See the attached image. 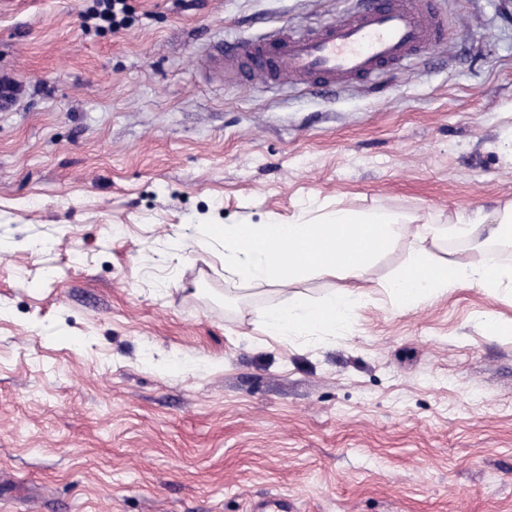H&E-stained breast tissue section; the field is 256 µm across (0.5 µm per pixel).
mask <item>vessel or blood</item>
I'll return each instance as SVG.
<instances>
[{"mask_svg":"<svg viewBox=\"0 0 512 512\" xmlns=\"http://www.w3.org/2000/svg\"><path fill=\"white\" fill-rule=\"evenodd\" d=\"M434 0H378L365 11L332 20L310 33L274 30L226 50L215 42L216 66L237 67L245 84L269 79L335 86L400 66L446 37Z\"/></svg>","mask_w":512,"mask_h":512,"instance_id":"b4317fda","label":"vessel or blood"}]
</instances>
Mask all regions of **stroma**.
Returning <instances> with one entry per match:
<instances>
[{"mask_svg": "<svg viewBox=\"0 0 512 512\" xmlns=\"http://www.w3.org/2000/svg\"><path fill=\"white\" fill-rule=\"evenodd\" d=\"M0 0V512H512V293L402 312L370 267L319 342L255 324L209 224L512 205V0H436L445 41L369 82L245 85L209 44L357 0ZM190 238L181 252L172 241ZM94 5L85 12L86 19L96 21L97 30L118 33L128 25V0H93Z\"/></svg>", "mask_w": 512, "mask_h": 512, "instance_id": "obj_1", "label": "stroma"}]
</instances>
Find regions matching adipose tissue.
<instances>
[{"instance_id":"adipose-tissue-1","label":"adipose tissue","mask_w":512,"mask_h":512,"mask_svg":"<svg viewBox=\"0 0 512 512\" xmlns=\"http://www.w3.org/2000/svg\"><path fill=\"white\" fill-rule=\"evenodd\" d=\"M485 222L480 214L433 224L404 221L388 211L339 209L324 218L302 212L285 223L210 224L206 234L224 245L225 273L270 284L287 296V303L257 311L256 322L265 333L283 339L321 340L347 327L360 300L357 282L400 240L416 247L415 257L387 284L400 309H412L456 288L483 293L512 288V265L478 257L484 241L512 236V207L495 217L494 227H486ZM450 237L471 240L472 246L451 258L436 259L431 246ZM336 273L347 279L346 287L313 299L294 291L311 277Z\"/></svg>"}]
</instances>
